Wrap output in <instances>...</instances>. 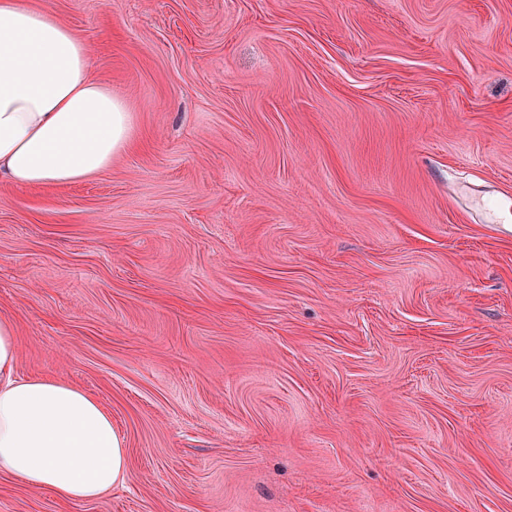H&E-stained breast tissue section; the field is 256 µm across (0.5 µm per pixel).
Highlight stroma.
<instances>
[{"label":"stroma","mask_w":512,"mask_h":512,"mask_svg":"<svg viewBox=\"0 0 512 512\" xmlns=\"http://www.w3.org/2000/svg\"><path fill=\"white\" fill-rule=\"evenodd\" d=\"M28 2L135 146L0 180V315L129 470L0 512H512V0ZM486 188V185H459L451 190L450 195L482 224H511L512 192Z\"/></svg>","instance_id":"stroma-1"}]
</instances>
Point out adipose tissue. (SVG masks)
I'll return each instance as SVG.
<instances>
[{"label": "adipose tissue", "mask_w": 512, "mask_h": 512, "mask_svg": "<svg viewBox=\"0 0 512 512\" xmlns=\"http://www.w3.org/2000/svg\"><path fill=\"white\" fill-rule=\"evenodd\" d=\"M127 104L97 78L82 38L47 8L0 0V178L89 179L132 141ZM17 330L0 317V472L65 501L98 500L128 459L111 414L46 376L14 378Z\"/></svg>", "instance_id": "adipose-tissue-1"}]
</instances>
